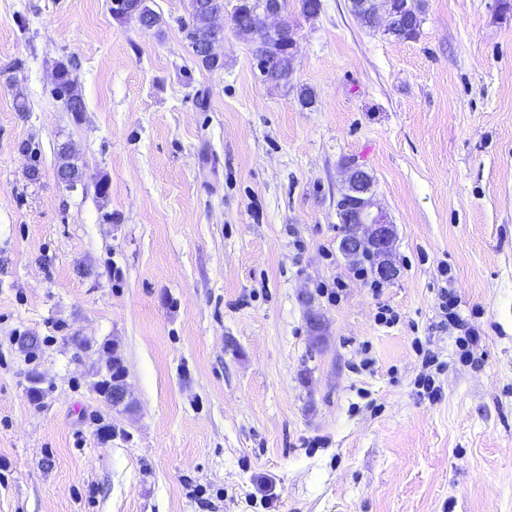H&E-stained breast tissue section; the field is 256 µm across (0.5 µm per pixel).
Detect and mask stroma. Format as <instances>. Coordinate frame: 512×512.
Returning a JSON list of instances; mask_svg holds the SVG:
<instances>
[{
    "instance_id": "1",
    "label": "stroma",
    "mask_w": 512,
    "mask_h": 512,
    "mask_svg": "<svg viewBox=\"0 0 512 512\" xmlns=\"http://www.w3.org/2000/svg\"><path fill=\"white\" fill-rule=\"evenodd\" d=\"M321 3L288 0L274 86L229 24L223 69L194 62L190 0H152L150 31L0 0V512H512V8L423 0L399 40ZM349 158L395 230L376 290L337 248ZM54 71L56 73V91L59 98L63 100L66 110L75 113L84 112L85 104L75 91L76 82L73 78L70 63L57 62ZM58 165L56 173L58 176L65 177L70 183L81 182L83 172L71 161L72 155L70 147L67 144H61L57 151ZM108 367L109 370L100 381V386L103 391H107L111 395L112 398L109 395H107V398H111V405L116 407L124 404L129 396L128 384L126 382L127 375L125 374L124 376V384L122 387L112 395V391L114 392L121 383L124 366L121 360L113 355L112 360L109 361Z\"/></svg>"
}]
</instances>
